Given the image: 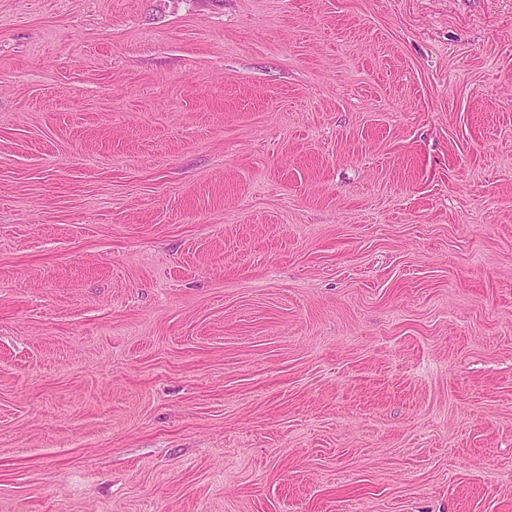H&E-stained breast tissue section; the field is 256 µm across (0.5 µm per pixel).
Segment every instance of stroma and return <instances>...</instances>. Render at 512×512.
<instances>
[{"mask_svg": "<svg viewBox=\"0 0 512 512\" xmlns=\"http://www.w3.org/2000/svg\"><path fill=\"white\" fill-rule=\"evenodd\" d=\"M0 512H512V0H0Z\"/></svg>", "mask_w": 512, "mask_h": 512, "instance_id": "obj_1", "label": "stroma"}]
</instances>
